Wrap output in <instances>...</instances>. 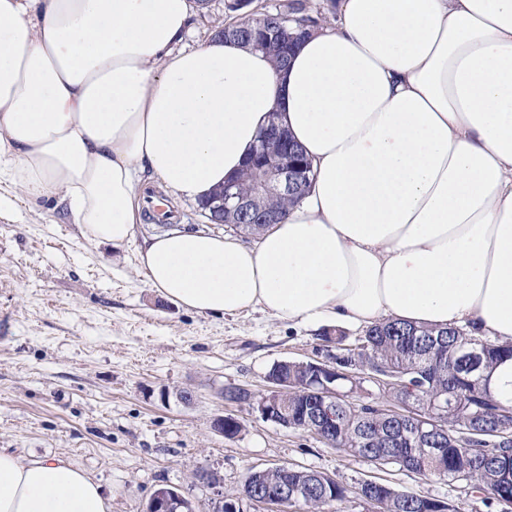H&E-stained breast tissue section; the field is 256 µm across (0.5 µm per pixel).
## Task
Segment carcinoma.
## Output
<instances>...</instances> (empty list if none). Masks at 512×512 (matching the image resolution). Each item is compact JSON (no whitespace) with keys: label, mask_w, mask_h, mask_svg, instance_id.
Returning <instances> with one entry per match:
<instances>
[{"label":"carcinoma","mask_w":512,"mask_h":512,"mask_svg":"<svg viewBox=\"0 0 512 512\" xmlns=\"http://www.w3.org/2000/svg\"><path fill=\"white\" fill-rule=\"evenodd\" d=\"M303 0L287 10L268 8L255 14L258 23L247 28L224 23L210 28V37L233 40L260 49L273 61L286 64L288 41L266 45L261 27H310L316 19L303 14ZM304 192L273 193L258 199L252 211L238 216L243 231L253 235L267 224L266 216L283 220L288 207ZM335 345L332 370L314 372L301 361H280L270 373L289 382L288 397L277 401L288 427L313 435L325 445L348 456L384 465H406L415 474L440 480L467 481L477 492H487L498 504L512 500V443H488L477 437H462L461 430L476 426L512 427V411L487 388L488 374L505 358H512V344L497 345L458 327L411 326L382 321L367 327L361 342L346 344L344 330H327L322 336ZM479 352L478 369L463 362L462 354ZM356 373L345 380L341 372ZM379 375L391 384L380 398L364 391L362 375ZM336 387L338 396L318 395L323 385ZM411 406L439 414L445 428L420 433L411 417H394L392 407ZM321 472L290 466L250 473L240 492L248 497L262 493L267 484L288 482V502L282 512H339L348 497L341 483L319 478ZM358 495L368 512H457L440 499L401 491L380 483L359 486Z\"/></svg>","instance_id":"cac0c4a2"}]
</instances>
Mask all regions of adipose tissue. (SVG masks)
<instances>
[{
    "mask_svg": "<svg viewBox=\"0 0 512 512\" xmlns=\"http://www.w3.org/2000/svg\"><path fill=\"white\" fill-rule=\"evenodd\" d=\"M190 0H0V186L59 196L81 234L130 242L156 180L204 201L271 121L311 163L247 246L173 231L150 288L201 315L385 319L512 343V0H341L284 69L181 43ZM62 459L0 450V512H110Z\"/></svg>",
    "mask_w": 512,
    "mask_h": 512,
    "instance_id": "adipose-tissue-1",
    "label": "adipose tissue"
}]
</instances>
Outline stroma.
<instances>
[{"mask_svg":"<svg viewBox=\"0 0 512 512\" xmlns=\"http://www.w3.org/2000/svg\"><path fill=\"white\" fill-rule=\"evenodd\" d=\"M162 231L148 218L123 247L97 245L54 200L34 208L20 190H0V450L68 460L102 486L111 512H143L162 485L210 512L212 491L197 472L233 491L275 465L345 485L342 512H367L355 489L373 477L460 512H501L468 482L379 470L225 401L230 388L264 391L276 362L324 358L322 329L258 309L199 315L161 298L137 249ZM222 415L242 422L234 438L214 430Z\"/></svg>","mask_w":512,"mask_h":512,"instance_id":"obj_1","label":"stroma"}]
</instances>
